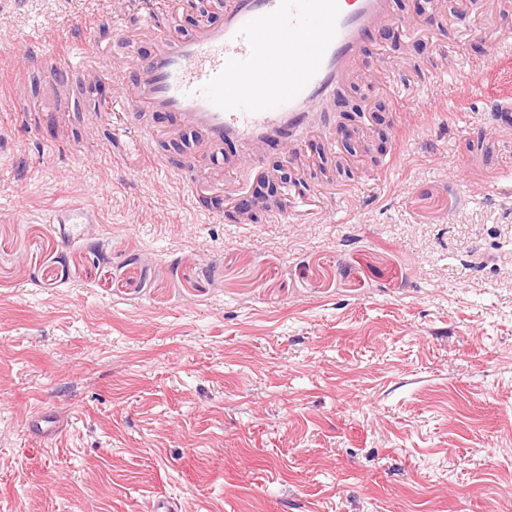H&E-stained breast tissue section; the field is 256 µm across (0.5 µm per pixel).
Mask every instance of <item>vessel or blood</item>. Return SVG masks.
Here are the masks:
<instances>
[{"mask_svg": "<svg viewBox=\"0 0 512 512\" xmlns=\"http://www.w3.org/2000/svg\"><path fill=\"white\" fill-rule=\"evenodd\" d=\"M394 21L393 0H225L221 24L175 37L147 7L141 23L155 31L157 49L135 64L131 82L116 87L114 105L132 130L143 113L157 120L174 114L214 145L274 141L292 153L313 105L336 92L365 44ZM93 52L87 27L60 47L27 41L13 60L10 99L24 103V76L33 69L59 85L78 81ZM484 105L497 127H512V99L488 98ZM53 219L87 221L84 208L72 203L58 205ZM27 427L47 439L62 431L54 410L38 412Z\"/></svg>", "mask_w": 512, "mask_h": 512, "instance_id": "obj_1", "label": "vessel or blood"}]
</instances>
